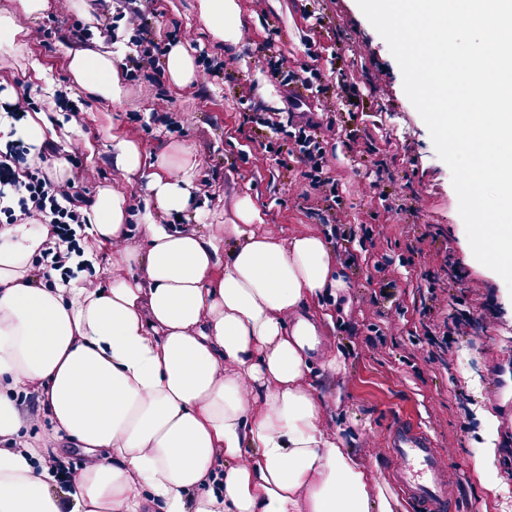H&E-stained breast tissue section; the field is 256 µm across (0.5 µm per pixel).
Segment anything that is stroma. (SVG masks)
<instances>
[{
  "instance_id": "35a3bbf8",
  "label": "stroma",
  "mask_w": 512,
  "mask_h": 512,
  "mask_svg": "<svg viewBox=\"0 0 512 512\" xmlns=\"http://www.w3.org/2000/svg\"><path fill=\"white\" fill-rule=\"evenodd\" d=\"M240 25L237 36L219 41L198 15V0H158L163 32L176 33L194 57L229 61L232 80L216 83L206 77L183 88L167 75L151 82L136 77L125 82L126 94L112 105L77 93L82 130L96 140L104 128L135 141L148 158L165 155L175 144L191 147L199 164L200 191L195 201L204 222L236 219V204L250 197L265 224L290 237L321 234L317 219L307 217L290 189L300 182L301 168L289 162L280 168L267 160L262 149L248 140L246 108L235 95L237 84L253 86L252 101L266 112L285 107V91L271 60L281 55L290 66L313 64L325 81L345 79L371 103L374 122L361 152L349 151L341 138L328 148L336 155V177L344 220L366 225L373 248L358 271L337 256L347 291L340 304L328 305L331 321L320 325V343L310 352L315 391L325 404V421L337 437L348 440L359 463L370 468L378 483L391 487V462L386 434L407 420L449 450L451 478L456 489L457 512H512V459L502 448L508 436L506 410L489 403L493 377H500L512 393V291L502 278L479 263L471 250L458 197L447 165L437 156L429 131L407 98L401 71L384 39L369 23L357 0H235ZM95 5L75 11L73 19L20 18L29 53L42 61L47 78L55 85H70L64 56L72 20L96 14ZM55 27L59 36L51 43L37 39L40 27ZM345 60L333 70L332 54ZM165 93L182 114L180 129L170 130L156 109L157 93ZM84 167L101 168L105 182L120 180L133 216H140L149 198L147 179L134 173L119 178L107 150L94 157L77 151ZM392 178L396 198H371L370 184L377 175ZM437 235L428 257L404 267L407 253L405 227ZM389 264L400 280V292L388 318L377 321L370 313L372 282L377 265ZM463 278L448 290V311L490 304L497 313L495 325H461V339L452 355L428 358L415 344L419 325L417 309L428 274ZM379 328L385 342L374 347L367 338ZM341 354L344 366L331 370L330 354Z\"/></svg>"
}]
</instances>
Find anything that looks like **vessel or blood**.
Listing matches in <instances>:
<instances>
[{"label": "vessel or blood", "mask_w": 512, "mask_h": 512, "mask_svg": "<svg viewBox=\"0 0 512 512\" xmlns=\"http://www.w3.org/2000/svg\"><path fill=\"white\" fill-rule=\"evenodd\" d=\"M394 461L392 479L399 490L423 512H453L455 504L448 486L449 464L421 428L402 421L388 434Z\"/></svg>", "instance_id": "1"}]
</instances>
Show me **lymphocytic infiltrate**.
Masks as SVG:
<instances>
[{
  "label": "lymphocytic infiltrate",
  "mask_w": 512,
  "mask_h": 512,
  "mask_svg": "<svg viewBox=\"0 0 512 512\" xmlns=\"http://www.w3.org/2000/svg\"><path fill=\"white\" fill-rule=\"evenodd\" d=\"M124 8L138 46L136 54L127 57L126 65L131 72L153 78L161 71L162 59L168 51L163 43L155 0H126ZM275 67L285 88L299 84L308 88L316 86L322 93H333L337 107L352 105L360 108L364 105L348 85L342 84L334 89L324 84L317 68L306 66L293 70L283 57L276 60ZM249 121L256 137L264 140L265 151L273 154L279 166H287L292 157L302 165L307 188L318 193L319 204L313 213L325 227L329 243L337 249L349 248L358 235V227L343 222L336 211V180L331 174V160L325 148L326 135L336 130L335 121H323L314 112L294 111L285 115L255 112ZM283 122L289 127L287 142L278 145L266 142V132ZM38 159V164L27 168L26 177L22 180L0 165V183L10 186L9 191L0 190V223L40 224L51 236L66 233L69 225L85 223L82 209L88 201L79 194L76 185L89 181V173L80 170L75 177L54 181L44 168L47 153H39ZM448 286L445 279L430 283L420 311V323L428 345L443 352L449 351L455 342L452 330L440 320L448 300Z\"/></svg>",
  "instance_id": "1"
}]
</instances>
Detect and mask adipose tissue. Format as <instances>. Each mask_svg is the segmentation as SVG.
Masks as SVG:
<instances>
[{
    "mask_svg": "<svg viewBox=\"0 0 512 512\" xmlns=\"http://www.w3.org/2000/svg\"><path fill=\"white\" fill-rule=\"evenodd\" d=\"M46 8L14 0L0 11V37L39 78L17 19ZM198 9L215 37L235 38V0ZM65 57L82 91L121 103L112 50L71 45ZM57 95L46 86L44 109L16 120L0 92V130L34 154L71 142L74 128L53 118ZM102 142L118 171L147 173L139 223L108 184L72 228L81 251L39 224L0 228V512H394L393 496L324 426L304 353L320 307L347 289L325 240L277 238L246 196L235 224L159 221L194 200L191 149L150 163L118 134ZM49 250L70 252L71 273L53 272L48 287L34 260ZM88 266L125 272L96 282ZM31 391L33 418L17 401ZM66 443L85 456L65 479L50 461Z\"/></svg>",
    "mask_w": 512,
    "mask_h": 512,
    "instance_id": "1",
    "label": "adipose tissue"
}]
</instances>
